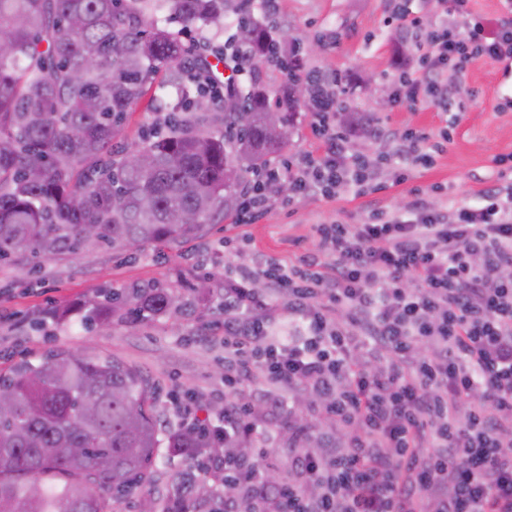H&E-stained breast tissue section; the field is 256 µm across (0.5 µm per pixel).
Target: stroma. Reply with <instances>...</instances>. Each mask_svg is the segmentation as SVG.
I'll return each instance as SVG.
<instances>
[{"label":"stroma","mask_w":512,"mask_h":512,"mask_svg":"<svg viewBox=\"0 0 512 512\" xmlns=\"http://www.w3.org/2000/svg\"><path fill=\"white\" fill-rule=\"evenodd\" d=\"M388 0H278L275 33L295 37L302 71L344 72L349 83L344 104L351 123L371 117L383 129H410L437 139L450 131L445 150L432 163L417 165L409 180L394 179L392 143L355 131L353 152L379 164L381 189L308 195L288 207L272 204L253 224L222 216L205 224L201 236L166 247L121 250L105 248L62 260H45L27 271L0 266V367L35 361L50 349H85L139 367L160 384L162 419L180 424L184 408L210 423L222 422L224 407V300L220 290L225 271L254 266L259 258L296 263L318 248L320 224H360L371 211H404L413 189L444 185L447 198L474 205L483 191L506 188L512 180L499 176L500 156L512 154V110L501 109L505 97L497 65L472 62L460 79L468 97H449L446 104L406 105L394 102L393 75L413 56ZM315 117L299 108L282 153L298 157L320 154ZM239 247L221 253L225 238ZM209 279V296L194 286ZM158 282L174 289L179 302L170 314L135 323L114 322L111 329H84L79 320L62 325L55 309L84 299L107 301L112 293ZM189 466L182 456H159L153 463L152 489L162 501L176 503L180 481Z\"/></svg>","instance_id":"stroma-1"}]
</instances>
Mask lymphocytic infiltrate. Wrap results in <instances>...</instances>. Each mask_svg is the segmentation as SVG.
Returning <instances> with one entry per match:
<instances>
[{"mask_svg": "<svg viewBox=\"0 0 512 512\" xmlns=\"http://www.w3.org/2000/svg\"><path fill=\"white\" fill-rule=\"evenodd\" d=\"M452 25L414 18L421 77L401 74L395 99L427 103L447 70L480 58L512 60V16L487 33L471 0H451ZM347 77L327 76L313 102L321 155L267 164L243 189L237 221L252 224L268 208L267 187L288 182L293 194L332 196L363 188L369 162L349 151L351 134L326 107ZM441 140L396 133L402 163L432 162ZM415 191L406 213L362 224H321L319 253L285 265L263 261L224 277V423L215 436L269 441L244 386L255 373L274 384L269 411L292 413L286 392H318L326 416L358 430L333 463L293 449L295 480L268 484L258 461L191 452L193 475L212 484L211 512H512V193L491 188L476 206H442ZM287 295L293 315L285 341L271 338L274 300ZM430 343L427 355H416ZM382 357L384 368L368 360ZM479 395L466 422L459 402ZM238 492L222 497L224 482Z\"/></svg>", "mask_w": 512, "mask_h": 512, "instance_id": "obj_1", "label": "lymphocytic infiltrate"}]
</instances>
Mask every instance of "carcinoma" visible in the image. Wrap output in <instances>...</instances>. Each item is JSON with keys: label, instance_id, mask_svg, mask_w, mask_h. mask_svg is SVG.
<instances>
[{"label": "carcinoma", "instance_id": "1", "mask_svg": "<svg viewBox=\"0 0 512 512\" xmlns=\"http://www.w3.org/2000/svg\"><path fill=\"white\" fill-rule=\"evenodd\" d=\"M0 0V263L24 270L31 259H63L105 247L144 248L197 237L214 213L228 214L246 175L289 140L297 101L281 113L284 133L267 127L265 91L224 96V132L203 130L200 100L165 112L153 135L115 143L132 107L165 71L181 89L185 49L179 33L219 24L231 8L243 34L237 52L254 65L280 49L254 18L250 0ZM141 155L140 168L128 157ZM200 211L197 224L182 213ZM96 226L95 237L84 235ZM161 285L89 303L85 326L143 319L175 307ZM14 397L0 414V512H112V503L150 492L147 468L169 452L233 448L188 427L162 431L149 374L109 356L49 350L0 372ZM138 406V414L130 411ZM70 448L82 453L72 454Z\"/></svg>", "mask_w": 512, "mask_h": 512}]
</instances>
